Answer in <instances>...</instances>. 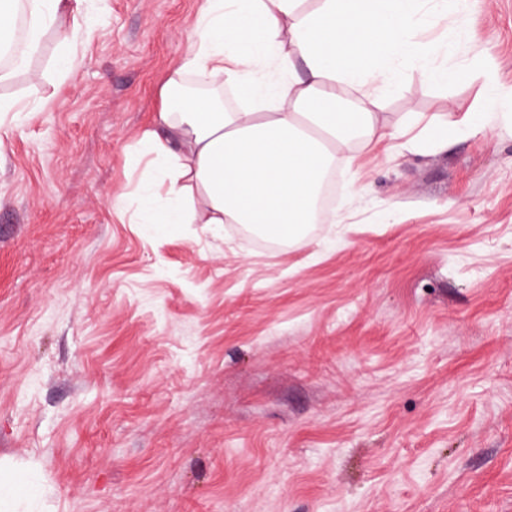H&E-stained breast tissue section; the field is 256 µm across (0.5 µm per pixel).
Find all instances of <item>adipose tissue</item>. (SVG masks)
I'll use <instances>...</instances> for the list:
<instances>
[{
    "mask_svg": "<svg viewBox=\"0 0 512 512\" xmlns=\"http://www.w3.org/2000/svg\"><path fill=\"white\" fill-rule=\"evenodd\" d=\"M81 0H0V39L24 21L23 48L0 84L28 68L47 33L79 18ZM208 0L177 67L162 90L141 151L162 167L158 185L168 205L141 196L150 224H242L272 241H304L315 223L324 177L343 148L385 138V93L398 82L384 58L407 57L429 79L448 83L456 71L431 68L447 43H420L411 32L426 20L422 0ZM210 85L209 97L175 101L185 76ZM234 87L248 109L226 108ZM358 92L341 110V90Z\"/></svg>",
    "mask_w": 512,
    "mask_h": 512,
    "instance_id": "obj_1",
    "label": "adipose tissue"
}]
</instances>
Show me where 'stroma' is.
Masks as SVG:
<instances>
[{"label": "stroma", "mask_w": 512, "mask_h": 512, "mask_svg": "<svg viewBox=\"0 0 512 512\" xmlns=\"http://www.w3.org/2000/svg\"><path fill=\"white\" fill-rule=\"evenodd\" d=\"M206 0H83L0 85V467L16 512H512V0L402 58L305 243L147 224L138 141ZM70 39L76 68L54 70ZM486 117L472 136L455 127ZM443 127L403 146L394 127Z\"/></svg>", "instance_id": "stroma-1"}]
</instances>
